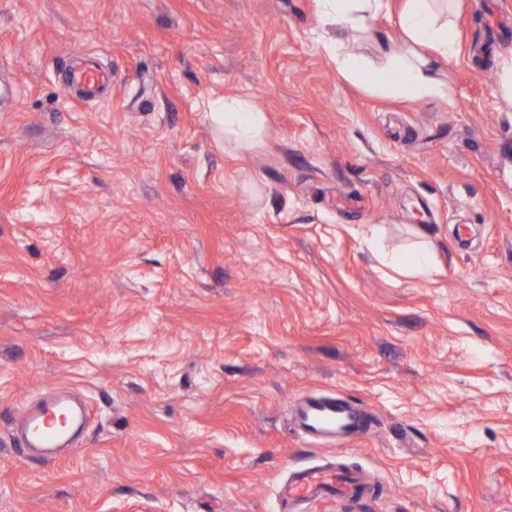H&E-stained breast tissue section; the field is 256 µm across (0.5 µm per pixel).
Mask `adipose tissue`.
Segmentation results:
<instances>
[{
    "instance_id": "1",
    "label": "adipose tissue",
    "mask_w": 512,
    "mask_h": 512,
    "mask_svg": "<svg viewBox=\"0 0 512 512\" xmlns=\"http://www.w3.org/2000/svg\"><path fill=\"white\" fill-rule=\"evenodd\" d=\"M324 24L362 36H370L372 19L387 0H317ZM399 40H375L383 60L375 67L353 52L343 39H330L328 49L338 70L347 78L364 82L376 95L405 99L442 97L448 90L435 77L438 65L459 52L448 0H403L398 11ZM209 117L238 146L258 144L265 130V116L244 97L216 99L209 104Z\"/></svg>"
}]
</instances>
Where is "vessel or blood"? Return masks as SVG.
Masks as SVG:
<instances>
[{"label": "vessel or blood", "instance_id": "obj_1", "mask_svg": "<svg viewBox=\"0 0 512 512\" xmlns=\"http://www.w3.org/2000/svg\"><path fill=\"white\" fill-rule=\"evenodd\" d=\"M111 81L109 72L86 61L68 69L63 89L93 95ZM297 404L295 427L306 437L344 440L370 431L366 413L339 396L306 393L298 397ZM87 420V406L76 405L68 389L56 388L38 403L23 407L16 428L17 446L23 451L35 448L44 457H52L55 449L66 446ZM364 489L363 479L352 473L329 465L300 464L279 486L278 497L285 512H290L294 505L320 498L351 499Z\"/></svg>", "mask_w": 512, "mask_h": 512}]
</instances>
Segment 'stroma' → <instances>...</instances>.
I'll list each match as a JSON object with an SVG mask.
<instances>
[{
  "instance_id": "1",
  "label": "stroma",
  "mask_w": 512,
  "mask_h": 512,
  "mask_svg": "<svg viewBox=\"0 0 512 512\" xmlns=\"http://www.w3.org/2000/svg\"><path fill=\"white\" fill-rule=\"evenodd\" d=\"M455 5L447 97L406 100L339 72L316 0H0V512H279L296 463L371 479L308 512H512V0ZM88 57L109 100L62 89ZM420 234L434 273L381 263ZM57 387L86 439L26 460ZM312 391L371 434L300 437ZM208 115L213 124L224 130L225 137L242 148L258 144L265 130V116L244 97L216 99L209 102Z\"/></svg>"
}]
</instances>
